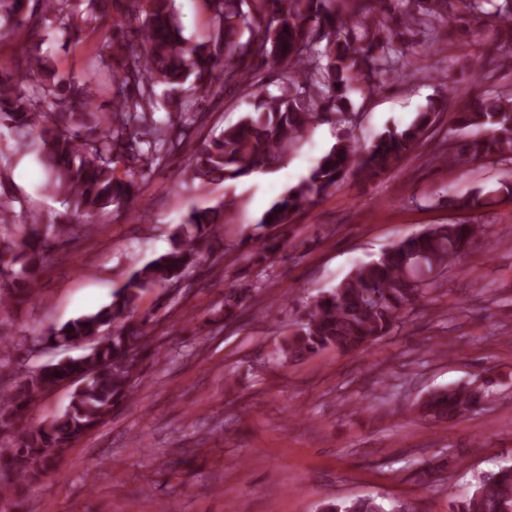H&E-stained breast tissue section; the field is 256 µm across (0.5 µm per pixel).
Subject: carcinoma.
I'll return each instance as SVG.
<instances>
[{
	"instance_id": "cac0c4a2",
	"label": "carcinoma",
	"mask_w": 512,
	"mask_h": 512,
	"mask_svg": "<svg viewBox=\"0 0 512 512\" xmlns=\"http://www.w3.org/2000/svg\"><path fill=\"white\" fill-rule=\"evenodd\" d=\"M111 42L118 72L112 77L111 104L95 106L97 73L107 57L96 53L89 71L74 81L60 79L39 56L0 72V126L12 131L17 150L35 147L47 172L46 190L69 210L63 224H44L33 216L21 236L7 233L9 202H0V277L21 287L4 295L0 306L38 297L37 279L56 247L93 210L124 208L133 200V177L185 146V130L200 116L193 100L231 86L254 87L273 77L280 94L260 101L255 111L219 134L205 138L190 156L193 178L221 183L272 168L288 156L302 133L332 112L352 106L350 94L377 90L384 72L411 64L406 35L432 29L451 18L467 28L493 18L512 26V0H405L392 13L390 0H206L211 33L190 43L173 0H115ZM0 0V38L23 29L31 36L55 26L67 40L81 41L83 23L106 20L109 0ZM493 9H486V5ZM167 86V95L158 87ZM444 101L429 103L403 128L386 129L371 147L358 150L348 136L338 139L309 176L275 201L260 226L283 227L313 200L347 176L371 178L388 170L437 123ZM457 131L478 133L440 151L446 166L495 160L512 163V94L466 93L449 115ZM512 199V180L492 190L478 187L448 204L482 208L490 199ZM221 210H192L171 234V248L130 273L112 302L50 330L46 341L70 347L94 341L76 358L50 362L8 387L0 388V433L16 427L46 390L76 383L68 408L27 432L12 448H0V499L22 497L40 482L49 466L101 424L112 408L133 397L139 361L152 348V318L130 322L143 296L181 281L202 250L214 249ZM85 228V227H83ZM85 232H91L85 228ZM482 233L478 224H438L405 237L378 259L354 267L335 288L310 301L294 329L277 341L276 360L296 363L328 349L360 354L388 335L427 294V275L448 269V260L465 252ZM252 293H224L222 321L238 319ZM485 384L436 388L419 400L420 411L450 420L478 405ZM320 512H405L387 510L373 498L350 503L327 501ZM450 512H512V466L481 475L471 494L451 503Z\"/></svg>"
}]
</instances>
